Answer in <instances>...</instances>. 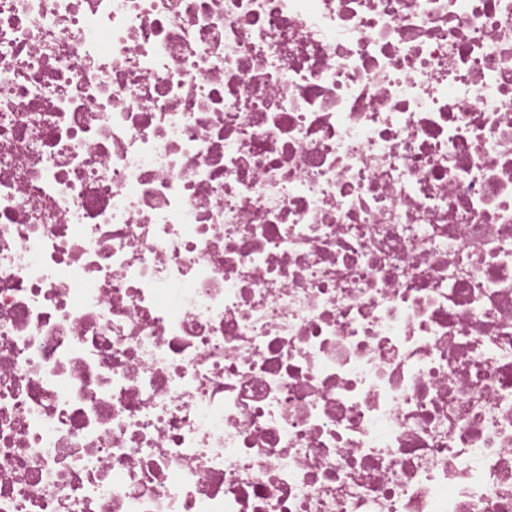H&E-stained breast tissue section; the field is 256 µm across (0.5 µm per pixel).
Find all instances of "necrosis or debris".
Segmentation results:
<instances>
[{
    "instance_id": "1",
    "label": "necrosis or debris",
    "mask_w": 512,
    "mask_h": 512,
    "mask_svg": "<svg viewBox=\"0 0 512 512\" xmlns=\"http://www.w3.org/2000/svg\"><path fill=\"white\" fill-rule=\"evenodd\" d=\"M0 512H512V0H0Z\"/></svg>"
}]
</instances>
